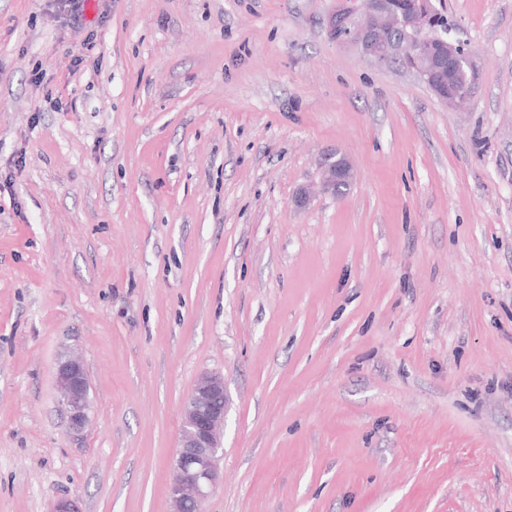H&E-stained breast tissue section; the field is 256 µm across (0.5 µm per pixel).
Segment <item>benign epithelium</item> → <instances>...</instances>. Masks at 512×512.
<instances>
[{
	"label": "benign epithelium",
	"mask_w": 512,
	"mask_h": 512,
	"mask_svg": "<svg viewBox=\"0 0 512 512\" xmlns=\"http://www.w3.org/2000/svg\"><path fill=\"white\" fill-rule=\"evenodd\" d=\"M432 0H336L326 28L331 39L353 47L362 57L385 65L405 55L414 60L412 71L443 103L456 107L472 92L470 82L461 86L438 80L445 68L461 71L469 66L468 53L448 40V32L430 30ZM432 31L431 39L422 37ZM319 192L339 197L352 181L350 161L337 153L321 162ZM56 384L61 409L70 429L81 432L91 406L90 384L84 362L70 355L58 362ZM224 377L205 373L184 401L179 446L171 464L167 486L171 512H199L203 500L215 492L224 456V420L228 412Z\"/></svg>",
	"instance_id": "7a95c632"
}]
</instances>
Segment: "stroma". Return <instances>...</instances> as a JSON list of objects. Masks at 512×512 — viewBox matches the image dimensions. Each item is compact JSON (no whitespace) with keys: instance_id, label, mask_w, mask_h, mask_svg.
<instances>
[{"instance_id":"1","label":"stroma","mask_w":512,"mask_h":512,"mask_svg":"<svg viewBox=\"0 0 512 512\" xmlns=\"http://www.w3.org/2000/svg\"><path fill=\"white\" fill-rule=\"evenodd\" d=\"M433 3L455 110L333 0H0V512H169L206 372L202 512H512V0ZM321 180L319 192L339 197L352 181V167L350 161L338 153L326 154L321 162ZM56 384L61 409L73 432H81L88 421L91 406L90 384L84 362L70 355L60 360L56 369ZM228 403L224 378L217 373L201 375L188 393L167 486L171 512H199L201 502L215 492Z\"/></svg>"}]
</instances>
